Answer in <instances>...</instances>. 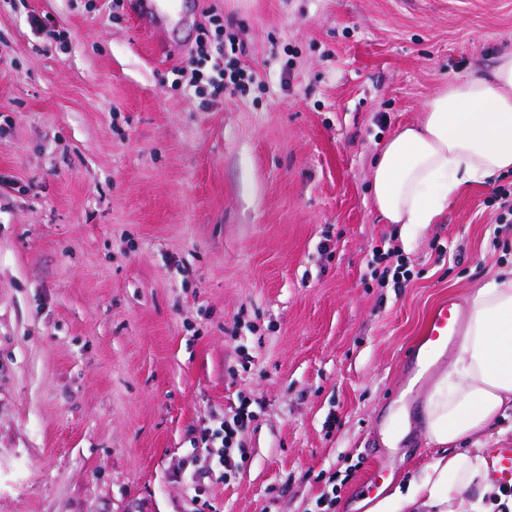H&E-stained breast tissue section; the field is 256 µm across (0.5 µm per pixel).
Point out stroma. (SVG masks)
Segmentation results:
<instances>
[{"label": "stroma", "mask_w": 512, "mask_h": 512, "mask_svg": "<svg viewBox=\"0 0 512 512\" xmlns=\"http://www.w3.org/2000/svg\"><path fill=\"white\" fill-rule=\"evenodd\" d=\"M0 0V512H357L435 463L442 300L512 266L461 188L405 237L371 167L512 50V0ZM220 17L245 94L183 78ZM392 240L413 270L372 279ZM248 408L223 477L204 428Z\"/></svg>", "instance_id": "35a3bbf8"}]
</instances>
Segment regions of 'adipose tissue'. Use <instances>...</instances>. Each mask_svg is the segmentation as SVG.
<instances>
[{"mask_svg":"<svg viewBox=\"0 0 512 512\" xmlns=\"http://www.w3.org/2000/svg\"><path fill=\"white\" fill-rule=\"evenodd\" d=\"M512 172V52L488 72L437 90L416 122L400 126L372 167L374 205L389 224L436 223L462 186ZM457 352L426 397L423 431L444 449L428 469L378 499L370 512H476L471 492H494L488 452L453 451L485 433L512 404V268L468 296Z\"/></svg>","mask_w":512,"mask_h":512,"instance_id":"obj_1","label":"adipose tissue"}]
</instances>
